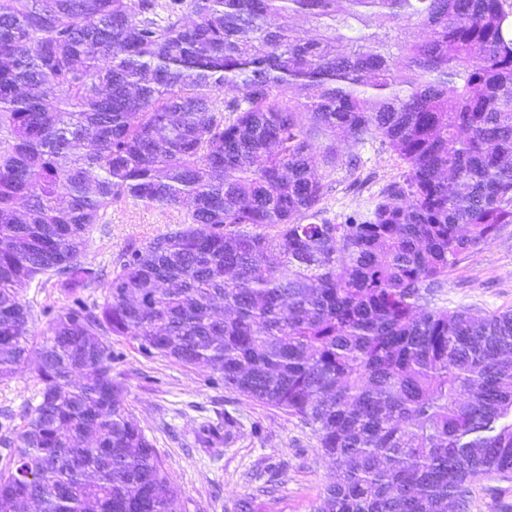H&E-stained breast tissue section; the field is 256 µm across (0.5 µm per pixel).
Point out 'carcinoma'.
Here are the masks:
<instances>
[{
    "mask_svg": "<svg viewBox=\"0 0 512 512\" xmlns=\"http://www.w3.org/2000/svg\"><path fill=\"white\" fill-rule=\"evenodd\" d=\"M374 142L402 179L323 217ZM130 200L186 211L98 310L81 256ZM506 224L507 0H0V380L34 356L41 383L0 512H183L109 335L311 426L313 512H466L512 479V313L427 297ZM49 273L74 298L34 349Z\"/></svg>",
    "mask_w": 512,
    "mask_h": 512,
    "instance_id": "1",
    "label": "carcinoma"
}]
</instances>
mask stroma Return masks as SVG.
Here are the masks:
<instances>
[{
  "mask_svg": "<svg viewBox=\"0 0 512 512\" xmlns=\"http://www.w3.org/2000/svg\"><path fill=\"white\" fill-rule=\"evenodd\" d=\"M358 171L329 172L321 207L329 219L344 220L365 211L404 165L381 145L368 146ZM177 209L132 202L109 208L95 225L83 260L102 271V280L83 289L88 305L103 304L111 279L130 245L166 233L177 225ZM32 317V341H40L48 321L71 303L56 277L46 275L22 292ZM432 309H471L489 313L512 311V224L463 254L448 270L443 288L428 300ZM119 358L112 374L124 388L125 404L152 442L170 480L178 487L184 512H236L241 498L254 501L256 512H310L333 468L312 429L298 417L255 402L205 374L161 356H146L132 339H111ZM40 383L35 362L19 367L0 382V468L7 446L16 442L26 412L37 401ZM236 427L224 437V421Z\"/></svg>",
  "mask_w": 512,
  "mask_h": 512,
  "instance_id": "35a3bbf8",
  "label": "stroma"
}]
</instances>
